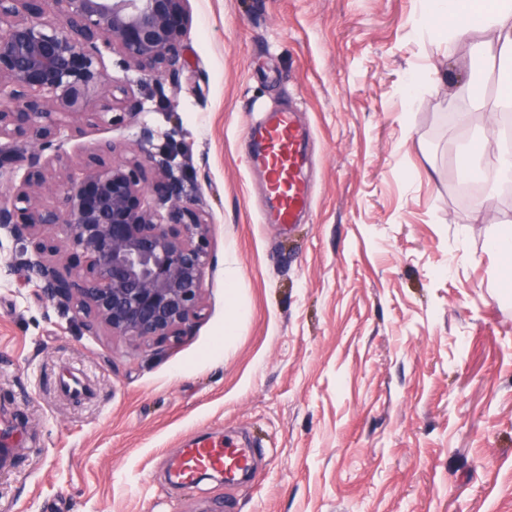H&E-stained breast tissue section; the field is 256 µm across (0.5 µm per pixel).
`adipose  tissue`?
<instances>
[{
	"instance_id": "ef3b65f1",
	"label": "adipose tissue",
	"mask_w": 512,
	"mask_h": 512,
	"mask_svg": "<svg viewBox=\"0 0 512 512\" xmlns=\"http://www.w3.org/2000/svg\"><path fill=\"white\" fill-rule=\"evenodd\" d=\"M415 28L433 33L450 53L472 29L491 30L504 71H512V0H421Z\"/></svg>"
}]
</instances>
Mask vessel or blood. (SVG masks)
<instances>
[{
    "mask_svg": "<svg viewBox=\"0 0 512 512\" xmlns=\"http://www.w3.org/2000/svg\"><path fill=\"white\" fill-rule=\"evenodd\" d=\"M308 137L289 108L261 113L250 127V163L265 180L269 223H295L310 204L304 175ZM251 458V448L229 436L217 441L195 440L179 452L169 476L173 482L186 485L200 472L212 471L223 474L230 483L248 472Z\"/></svg>",
    "mask_w": 512,
    "mask_h": 512,
    "instance_id": "b4317fda",
    "label": "vessel or blood"
}]
</instances>
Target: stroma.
Here are the masks:
<instances>
[{"mask_svg":"<svg viewBox=\"0 0 512 512\" xmlns=\"http://www.w3.org/2000/svg\"><path fill=\"white\" fill-rule=\"evenodd\" d=\"M191 6L177 84L129 73L146 112L110 125L104 89L55 142L78 178L96 147L130 158L154 130L211 222L203 310L167 342L88 335L39 296L29 242L0 236V426L23 449L0 512H512V295L487 250L512 229V181L470 193L459 165L482 128L483 168L512 151L492 33L449 58L416 36L419 0ZM470 75L483 108L452 94ZM288 106L313 132L314 204L290 228L260 223L247 161L258 113ZM65 370L91 395L60 393ZM206 433L245 438L253 479L171 484Z\"/></svg>","mask_w":512,"mask_h":512,"instance_id":"1","label":"stroma"}]
</instances>
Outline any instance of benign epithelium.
<instances>
[{"label": "benign epithelium", "instance_id": "benign-epithelium-1", "mask_svg": "<svg viewBox=\"0 0 512 512\" xmlns=\"http://www.w3.org/2000/svg\"><path fill=\"white\" fill-rule=\"evenodd\" d=\"M190 0H0V177L25 169L0 201V231L26 238L24 265L39 294L82 314L91 336L105 330L131 344L180 335L202 310L209 254L206 215L169 177L172 157L146 149L154 130L140 126L141 158L92 156L80 178L61 172L53 148L58 116L90 121L93 96L112 87V123L136 117L145 102L106 75L103 51L124 72L178 80L185 67ZM52 192L57 205H41ZM160 208L144 205L147 194ZM81 250L84 269L63 272L55 257Z\"/></svg>", "mask_w": 512, "mask_h": 512}]
</instances>
